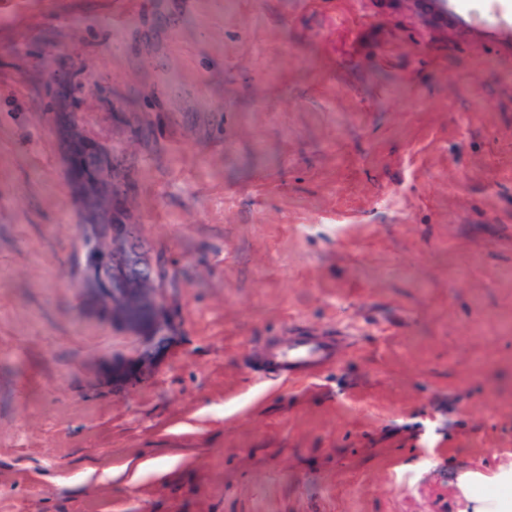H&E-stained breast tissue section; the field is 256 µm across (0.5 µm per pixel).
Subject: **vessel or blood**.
Masks as SVG:
<instances>
[{
	"label": "vessel or blood",
	"mask_w": 512,
	"mask_h": 512,
	"mask_svg": "<svg viewBox=\"0 0 512 512\" xmlns=\"http://www.w3.org/2000/svg\"><path fill=\"white\" fill-rule=\"evenodd\" d=\"M424 10L465 31L471 40L512 48V0H425ZM344 350L337 335L292 336L268 345L260 366L281 381L296 382L320 375L340 360Z\"/></svg>",
	"instance_id": "obj_1"
}]
</instances>
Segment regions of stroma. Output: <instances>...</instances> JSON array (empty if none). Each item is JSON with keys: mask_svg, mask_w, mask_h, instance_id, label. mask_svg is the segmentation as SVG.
<instances>
[{"mask_svg": "<svg viewBox=\"0 0 512 512\" xmlns=\"http://www.w3.org/2000/svg\"><path fill=\"white\" fill-rule=\"evenodd\" d=\"M73 73L163 357L84 307ZM341 336L318 377L265 345ZM117 471L115 480L104 473ZM512 51L415 0H0V512H512ZM142 372V364L140 362H131L125 359L113 358L109 367V377L112 383H131L139 379Z\"/></svg>", "mask_w": 512, "mask_h": 512, "instance_id": "obj_1", "label": "stroma"}]
</instances>
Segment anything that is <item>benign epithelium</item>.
Listing matches in <instances>:
<instances>
[{"instance_id": "benign-epithelium-1", "label": "benign epithelium", "mask_w": 512, "mask_h": 512, "mask_svg": "<svg viewBox=\"0 0 512 512\" xmlns=\"http://www.w3.org/2000/svg\"><path fill=\"white\" fill-rule=\"evenodd\" d=\"M55 131L63 146V174L74 191L81 216L74 283L83 302L106 320L144 342L143 357L160 359L165 340L177 320L165 288L157 280L164 267L136 237L123 206L124 189L114 178L112 148L87 137L80 115L71 108L75 87L58 73L51 82ZM142 375V364L114 359L113 382L131 383Z\"/></svg>"}]
</instances>
